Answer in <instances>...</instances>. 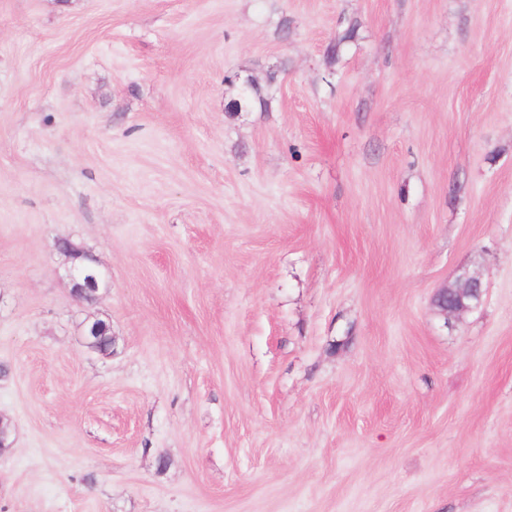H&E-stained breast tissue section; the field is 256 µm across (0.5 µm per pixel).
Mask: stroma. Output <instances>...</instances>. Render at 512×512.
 I'll list each match as a JSON object with an SVG mask.
<instances>
[{
    "label": "stroma",
    "instance_id": "35a3bbf8",
    "mask_svg": "<svg viewBox=\"0 0 512 512\" xmlns=\"http://www.w3.org/2000/svg\"><path fill=\"white\" fill-rule=\"evenodd\" d=\"M0 364V512H512V0H0ZM57 249L66 258L65 276L71 283L73 296L80 304H83V299L88 291L100 292L101 288H107L103 271L96 260L91 257L92 264L84 262L89 254L83 249L68 240H59ZM486 286L479 273L465 274L453 284L439 289L433 296L432 303L438 314L448 323V319L479 306L485 295ZM448 292H453L459 302L448 307ZM100 327H104L105 331L112 329V326L109 322L100 323L99 318H94L91 321H86L84 323L82 331L83 344L87 348L92 349L94 346L92 338L93 336H97L95 343V352L107 356L112 354V336L109 335V331L106 333V335L98 336V331Z\"/></svg>",
    "mask_w": 512,
    "mask_h": 512
}]
</instances>
